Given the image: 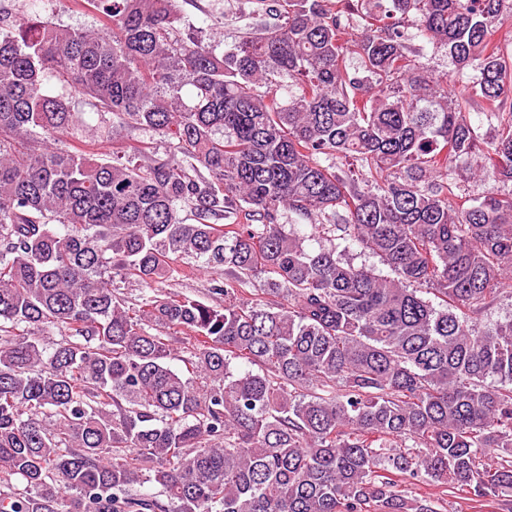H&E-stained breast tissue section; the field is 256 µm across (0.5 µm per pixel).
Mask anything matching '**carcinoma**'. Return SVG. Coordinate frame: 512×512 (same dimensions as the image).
I'll return each instance as SVG.
<instances>
[{"label":"carcinoma","instance_id":"carcinoma-1","mask_svg":"<svg viewBox=\"0 0 512 512\" xmlns=\"http://www.w3.org/2000/svg\"><path fill=\"white\" fill-rule=\"evenodd\" d=\"M88 3L0 18V512H512V313L474 328L512 285V0H256L221 55L177 0ZM79 103L166 156L64 144ZM209 270L224 307L173 289ZM75 0H0V14L37 15L72 27L99 26L101 13L80 7ZM414 48L420 52L421 61L426 64L429 69L433 70L436 74H449L451 67L448 63V57L444 52L436 50L432 45L424 44L421 40L413 41ZM423 46V47H422ZM451 75V73L449 74ZM120 143L124 144H134L138 141H149L153 147L154 153L158 155H163L166 152L167 145L164 143L163 138L158 135L152 134L148 131L142 130H126L121 134V139H119Z\"/></svg>","mask_w":512,"mask_h":512}]
</instances>
